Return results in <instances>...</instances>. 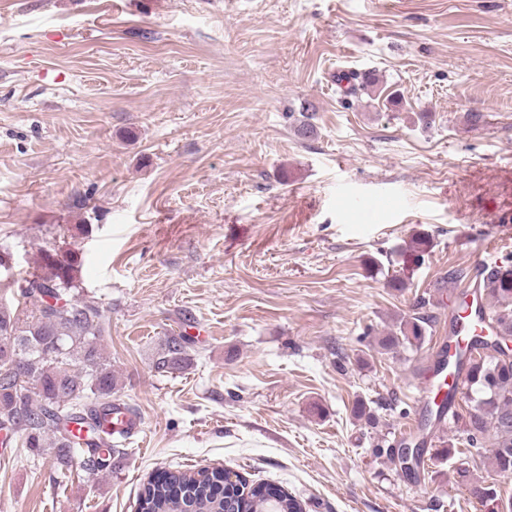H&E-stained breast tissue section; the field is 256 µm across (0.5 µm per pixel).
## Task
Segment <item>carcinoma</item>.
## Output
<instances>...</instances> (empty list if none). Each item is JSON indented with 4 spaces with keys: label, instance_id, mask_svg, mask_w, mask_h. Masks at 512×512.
Listing matches in <instances>:
<instances>
[{
    "label": "carcinoma",
    "instance_id": "obj_1",
    "mask_svg": "<svg viewBox=\"0 0 512 512\" xmlns=\"http://www.w3.org/2000/svg\"><path fill=\"white\" fill-rule=\"evenodd\" d=\"M81 260L74 254L39 253L33 273L0 278L15 304H0V429L21 431L25 447L47 456L61 475L79 466L95 471L120 449L106 431L112 414V393L118 381L101 344L99 307L81 297ZM483 291L493 328L512 336V262L482 270ZM429 318L402 321L398 332L381 341L385 349L422 345ZM186 338L169 336L158 358L163 367L185 359ZM465 374L466 414L453 421L465 435L466 451L480 456L493 440L489 458L496 473L512 476V360L495 354L458 365ZM86 436L72 433L71 425ZM480 501L485 512H509L512 502L500 486L484 485ZM302 512L301 503L271 485L240 480L224 493V471L165 472L148 480L138 512Z\"/></svg>",
    "mask_w": 512,
    "mask_h": 512
}]
</instances>
